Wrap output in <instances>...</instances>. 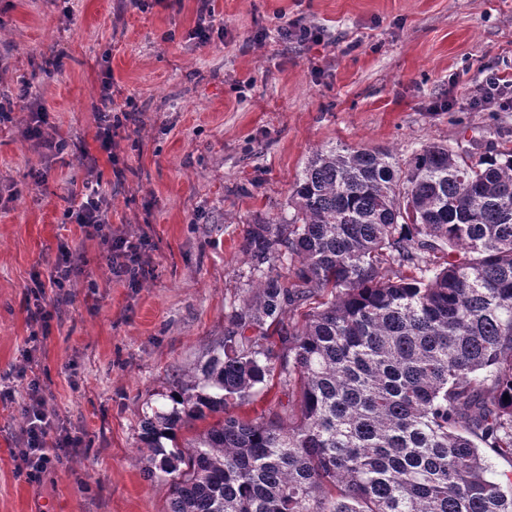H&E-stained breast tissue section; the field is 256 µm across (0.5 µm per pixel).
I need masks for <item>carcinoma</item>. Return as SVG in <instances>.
Segmentation results:
<instances>
[{"label":"carcinoma","instance_id":"1","mask_svg":"<svg viewBox=\"0 0 512 512\" xmlns=\"http://www.w3.org/2000/svg\"><path fill=\"white\" fill-rule=\"evenodd\" d=\"M289 207L248 225L251 294L141 417L167 512H512V147L318 149ZM274 380L287 403L235 413Z\"/></svg>","mask_w":512,"mask_h":512}]
</instances>
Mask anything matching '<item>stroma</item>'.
Instances as JSON below:
<instances>
[{"label": "stroma", "instance_id": "35a3bbf8", "mask_svg": "<svg viewBox=\"0 0 512 512\" xmlns=\"http://www.w3.org/2000/svg\"><path fill=\"white\" fill-rule=\"evenodd\" d=\"M197 0H0V512H166L144 476L139 420L224 334L257 278L249 224L287 217L314 150L378 147L403 160L427 142L512 146V90L475 107L488 74L512 79V0H215L206 45ZM294 22L319 42L282 38ZM263 43H255L256 35ZM112 76L111 154L99 151ZM69 139L46 155L24 136L22 81ZM47 178L35 183L32 174ZM95 176L113 233L149 239V277L107 282L103 235L66 223ZM84 256L51 331L31 344L33 275L60 243ZM99 282L89 292L88 282ZM31 366L47 410L85 450L42 481L20 476Z\"/></svg>", "mask_w": 512, "mask_h": 512}]
</instances>
